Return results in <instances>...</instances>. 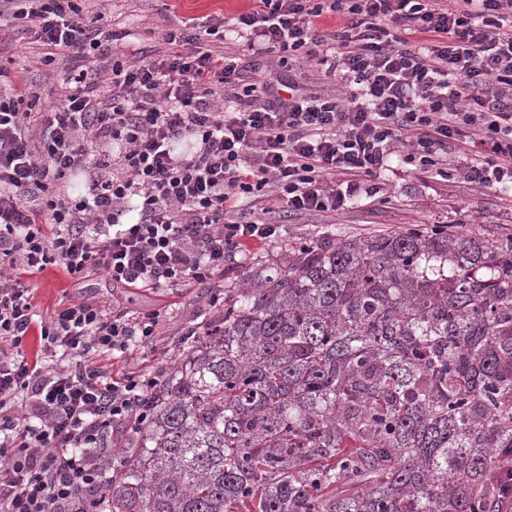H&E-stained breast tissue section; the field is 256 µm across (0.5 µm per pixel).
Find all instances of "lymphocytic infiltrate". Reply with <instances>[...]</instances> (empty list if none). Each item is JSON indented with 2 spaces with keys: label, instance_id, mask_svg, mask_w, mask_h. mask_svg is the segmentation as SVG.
<instances>
[{
  "label": "lymphocytic infiltrate",
  "instance_id": "obj_1",
  "mask_svg": "<svg viewBox=\"0 0 512 512\" xmlns=\"http://www.w3.org/2000/svg\"><path fill=\"white\" fill-rule=\"evenodd\" d=\"M327 14L342 25L320 30ZM10 18L79 73L44 112L0 86V512H103L111 436L147 419L159 382L136 361L159 310L83 297L45 321L26 276L211 287L228 253L279 235L273 205L337 210L399 143L426 174L456 144L478 158L467 181L512 192V0H256L232 23L211 16L206 35L168 32L170 51L131 66L109 62L112 31L73 0H0ZM226 26L238 52L211 41ZM275 51L315 62L345 97L261 78L251 55ZM78 171L90 179L74 200Z\"/></svg>",
  "mask_w": 512,
  "mask_h": 512
}]
</instances>
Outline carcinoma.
Returning <instances> with one entry per match:
<instances>
[{"label": "carcinoma", "mask_w": 512, "mask_h": 512, "mask_svg": "<svg viewBox=\"0 0 512 512\" xmlns=\"http://www.w3.org/2000/svg\"><path fill=\"white\" fill-rule=\"evenodd\" d=\"M146 407L106 512H500L512 237L291 249L224 288Z\"/></svg>", "instance_id": "carcinoma-1"}]
</instances>
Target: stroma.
Wrapping results in <instances>:
<instances>
[{
	"label": "stroma",
	"mask_w": 512,
	"mask_h": 512,
	"mask_svg": "<svg viewBox=\"0 0 512 512\" xmlns=\"http://www.w3.org/2000/svg\"><path fill=\"white\" fill-rule=\"evenodd\" d=\"M87 17L103 13L104 22L116 33L112 44L114 59L126 63L150 61L166 50L169 30L181 28L188 19L206 20L220 13L232 18L252 7L251 0H74ZM29 22L18 20L0 31V80L15 86L25 100L40 104L55 101L61 80L71 69L67 58L44 62L43 53L32 40ZM446 160L453 174L430 177L398 164L362 185L353 204L331 213L285 215L279 239L252 247L249 256H236L224 264L218 285H230L255 272L258 264L280 259L289 248L326 239L365 237L408 228L447 232H473L500 237L512 236V195L468 183L463 173L476 162L449 146ZM33 302L42 317L53 315L61 303L72 297H92L101 303L119 299L133 312L161 310L163 322L153 347L140 361L145 370L167 367L179 339L188 328L205 324L218 315L206 288H163L143 291L113 287L95 274L77 284L56 267L29 276Z\"/></svg>",
	"instance_id": "obj_1"
}]
</instances>
